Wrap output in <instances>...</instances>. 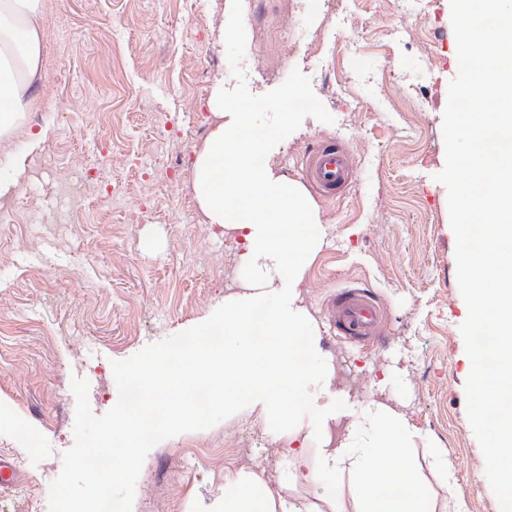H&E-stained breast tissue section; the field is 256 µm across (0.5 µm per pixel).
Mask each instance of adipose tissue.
<instances>
[{
  "label": "adipose tissue",
  "instance_id": "1",
  "mask_svg": "<svg viewBox=\"0 0 512 512\" xmlns=\"http://www.w3.org/2000/svg\"><path fill=\"white\" fill-rule=\"evenodd\" d=\"M43 0H0V134L34 106L30 90L41 78ZM213 120L194 159V189L206 223L230 233L238 245L239 288L227 294L205 331L185 344L133 360L127 366L138 403L116 412L131 443L142 447L171 422L157 401L175 390L183 417L199 416L194 390L224 384V403L258 408L278 421L282 462L293 480L318 485L332 476L322 499L336 496L345 477L355 481V512H461L454 499L436 504L418 484L406 455L415 432L403 413L370 403L361 418L333 438L336 368L321 353L318 330L301 295L311 260L327 228L304 187L270 164L274 147L261 113L225 109L224 87L210 101ZM321 430L316 467L303 452ZM223 512H309L274 496L255 474L224 476Z\"/></svg>",
  "mask_w": 512,
  "mask_h": 512
}]
</instances>
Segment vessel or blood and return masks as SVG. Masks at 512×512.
Returning <instances> with one entry per match:
<instances>
[{"mask_svg":"<svg viewBox=\"0 0 512 512\" xmlns=\"http://www.w3.org/2000/svg\"><path fill=\"white\" fill-rule=\"evenodd\" d=\"M303 175L320 193L331 196L349 182L352 166L336 144L324 143L312 152ZM331 320L339 336L366 341L378 334L382 312L369 290L351 288L337 295Z\"/></svg>","mask_w":512,"mask_h":512,"instance_id":"vessel-or-blood-1","label":"vessel or blood"}]
</instances>
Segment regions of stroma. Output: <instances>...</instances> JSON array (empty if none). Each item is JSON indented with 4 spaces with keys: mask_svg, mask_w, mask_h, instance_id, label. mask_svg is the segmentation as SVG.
Returning a JSON list of instances; mask_svg holds the SVG:
<instances>
[{
    "mask_svg": "<svg viewBox=\"0 0 512 512\" xmlns=\"http://www.w3.org/2000/svg\"><path fill=\"white\" fill-rule=\"evenodd\" d=\"M348 10L353 29L342 38L323 0H308L287 41L285 0H44L38 101L0 136V158L22 159L20 169H0L10 200L51 226L0 224V465L13 472L0 512H66L69 500L98 497L90 457L113 431L128 362L184 342L234 286L235 243L204 223L193 172L165 176L204 143L201 109L219 81L226 107L272 116L288 111V89L300 91V132L278 131L270 158L286 178L302 181L323 140L351 158L352 181L336 197L308 191L329 234L302 288L323 354L338 377L356 380L337 393L356 416L373 401L405 414L420 435L413 453L430 497L460 496L472 481L478 494L463 499L465 512H500L466 413L468 310L447 189L436 179L440 114L459 70L450 3L431 0L421 15L396 11L393 0H350ZM256 49L261 74L248 63ZM57 95L84 113L81 126L57 120ZM106 148L133 160L104 172L121 190L113 199L84 180ZM63 169L84 183L77 224L54 221ZM141 197L150 210L129 224ZM347 287L371 290L381 305L377 344L334 334L328 304ZM436 452L447 470L433 466ZM280 462L265 416L219 401L135 449L108 491L125 512H190L200 501L222 512L225 471L244 470L274 495L353 512L351 488L320 500L316 487L286 484Z\"/></svg>",
    "mask_w": 512,
    "mask_h": 512,
    "instance_id": "obj_1",
    "label": "stroma"
}]
</instances>
